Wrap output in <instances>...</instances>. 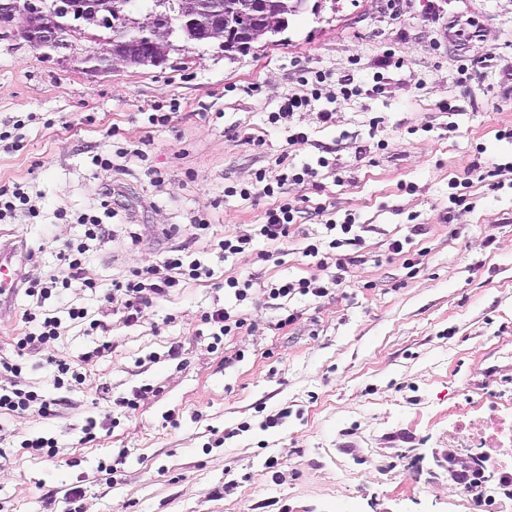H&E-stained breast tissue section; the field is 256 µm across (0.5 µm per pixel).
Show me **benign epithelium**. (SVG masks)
I'll return each instance as SVG.
<instances>
[{"label":"benign epithelium","mask_w":512,"mask_h":512,"mask_svg":"<svg viewBox=\"0 0 512 512\" xmlns=\"http://www.w3.org/2000/svg\"><path fill=\"white\" fill-rule=\"evenodd\" d=\"M286 18L269 0H156L141 14L125 0H0V27H10L36 47L62 54L72 38L94 43L89 72L160 67L175 50L177 31L222 50L249 51L281 32ZM453 466L470 472L477 452L453 456Z\"/></svg>","instance_id":"benign-epithelium-1"}]
</instances>
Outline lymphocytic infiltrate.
Wrapping results in <instances>:
<instances>
[{
    "label": "lymphocytic infiltrate",
    "mask_w": 512,
    "mask_h": 512,
    "mask_svg": "<svg viewBox=\"0 0 512 512\" xmlns=\"http://www.w3.org/2000/svg\"><path fill=\"white\" fill-rule=\"evenodd\" d=\"M328 164V159L322 157L319 158L317 167H325ZM317 167L306 166L288 171L273 182L266 181L264 172H257L255 188L264 196L279 197V204L267 211L264 224L258 225L254 232L218 240L217 249L227 256L245 255L252 251L256 238L260 237L269 242L286 239L295 218L296 208L284 199L285 187L291 182L300 184L316 177ZM103 196L102 215L78 216L77 222L83 226L84 235L79 242L66 243L59 249L57 272L42 280L29 279L25 282L24 293L32 299L33 308L23 315L27 325L24 335L13 339L12 346L17 354L16 359L0 358V374H9L13 377L11 385L0 386V414L30 409L46 416L54 413L52 401L38 391L25 388L20 382L23 372L21 356L35 346H44L55 341L60 334V322L54 314L46 310V300L59 295L61 291L78 288L98 295L112 314L118 315L125 325L133 326L139 322L146 307L165 300L171 289L186 281L209 278L213 275L212 269L200 260L192 258L187 246L173 245L164 251L158 262L135 270L129 278L113 282L111 287H102L97 280L88 277L85 266L90 247L92 243H101L111 238L112 229L109 221L116 215L109 203L112 196L111 184H104Z\"/></svg>",
    "instance_id": "obj_1"
}]
</instances>
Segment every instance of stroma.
<instances>
[{"label":"stroma","instance_id":"1","mask_svg":"<svg viewBox=\"0 0 512 512\" xmlns=\"http://www.w3.org/2000/svg\"><path fill=\"white\" fill-rule=\"evenodd\" d=\"M86 46L74 40L59 61L0 30V123L24 122L20 150L0 149V182L26 184L40 210L0 235L33 251L29 278L46 277L83 234L75 217L101 214L108 183L118 229L89 251L90 277L107 286L158 261L200 214L211 226L194 250L213 276L172 289L135 326L108 317L101 356L100 333L66 318L72 304L100 315L98 296L72 288L46 301L60 334L50 352L24 357L22 380L56 413L0 416V512H70L76 485L80 512H469L448 475L452 421L512 411V181L480 177L512 161V0H307L247 53L183 42L164 66L96 75ZM305 70L330 73L320 99L270 123L283 97L305 93ZM346 78L360 89L348 100ZM155 106L174 111L169 125L147 123ZM298 130L308 144L289 145ZM129 140L142 156L114 157L108 172L93 164ZM323 155L330 165L314 182L288 188L299 208L288 238L220 258L213 241L252 230L274 204L225 187ZM457 187L468 211L450 199ZM348 219L361 240L345 249L355 262L342 283L319 300L269 298L267 284L335 275L302 249ZM396 239L418 269L391 254ZM230 275L259 285L236 302ZM233 304L255 328L213 344L200 316ZM286 307L301 320L272 329ZM50 355L82 383L55 388ZM137 391L135 413L116 406ZM285 407L282 425L262 429ZM90 418L100 426L87 443ZM36 436L54 439L57 455L23 447Z\"/></svg>","mask_w":512,"mask_h":512}]
</instances>
